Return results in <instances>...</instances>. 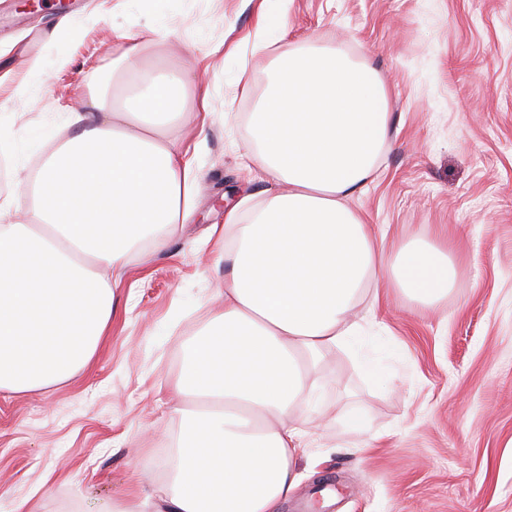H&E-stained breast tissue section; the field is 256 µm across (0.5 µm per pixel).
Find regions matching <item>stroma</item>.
I'll list each match as a JSON object with an SVG mask.
<instances>
[{"instance_id":"1","label":"stroma","mask_w":512,"mask_h":512,"mask_svg":"<svg viewBox=\"0 0 512 512\" xmlns=\"http://www.w3.org/2000/svg\"><path fill=\"white\" fill-rule=\"evenodd\" d=\"M0 0V129L9 197L20 208L55 146L51 134L90 96L133 88L112 62L134 29L140 66L211 92L199 144L196 215L117 290L112 333L69 383L0 393V512H80L156 480L182 433L168 388L186 342L210 314L224 266L209 241L226 203L263 199L244 159L250 115L271 56L253 52L276 0ZM69 17L74 35L58 27ZM290 47L335 48L373 65L387 90L391 137L349 202L391 243L447 234L457 278L424 307L388 290L360 351L338 349L314 373L331 427L311 425L306 476L283 512H512V0H293ZM29 88L17 97L18 86ZM392 345L384 384L360 360ZM363 414L362 431L341 420ZM148 461L147 469L136 458Z\"/></svg>"}]
</instances>
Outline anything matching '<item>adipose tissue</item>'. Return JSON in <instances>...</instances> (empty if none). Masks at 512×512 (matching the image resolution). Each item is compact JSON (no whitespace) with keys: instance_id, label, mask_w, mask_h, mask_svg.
<instances>
[{"instance_id":"ef3b65f1","label":"adipose tissue","mask_w":512,"mask_h":512,"mask_svg":"<svg viewBox=\"0 0 512 512\" xmlns=\"http://www.w3.org/2000/svg\"><path fill=\"white\" fill-rule=\"evenodd\" d=\"M118 67L140 94L127 111L99 98L67 118L69 135L43 161L30 206L0 200V392L26 395L71 381L112 331L115 290L131 253L149 263L192 216L197 155L179 128L152 116L185 112L178 81L140 72L138 34H121ZM252 117L266 197L213 225L224 261L219 305L191 344L176 396L201 445L150 490L130 488L112 512H281L320 408L311 367L360 345L367 285L433 304L452 288L446 243L388 245L347 201L367 185L387 140L386 90L375 69L341 52L294 48L266 71Z\"/></svg>"}]
</instances>
